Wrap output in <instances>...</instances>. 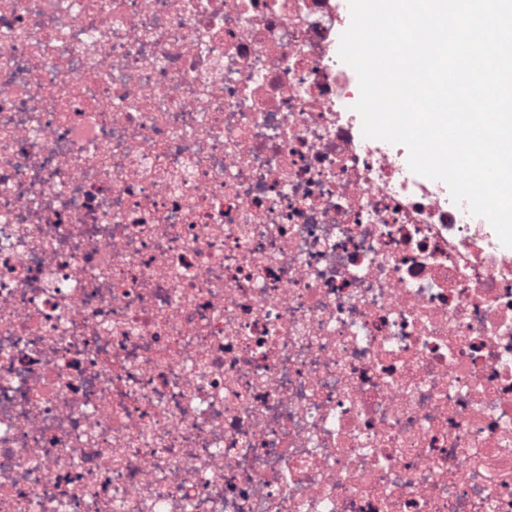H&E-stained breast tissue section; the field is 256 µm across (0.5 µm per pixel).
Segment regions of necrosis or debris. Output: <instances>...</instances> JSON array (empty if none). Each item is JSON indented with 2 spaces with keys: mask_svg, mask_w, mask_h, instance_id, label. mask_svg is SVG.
Wrapping results in <instances>:
<instances>
[{
  "mask_svg": "<svg viewBox=\"0 0 512 512\" xmlns=\"http://www.w3.org/2000/svg\"><path fill=\"white\" fill-rule=\"evenodd\" d=\"M350 22L0 0V512H512V248Z\"/></svg>",
  "mask_w": 512,
  "mask_h": 512,
  "instance_id": "4bbe7bcc",
  "label": "necrosis or debris"
}]
</instances>
